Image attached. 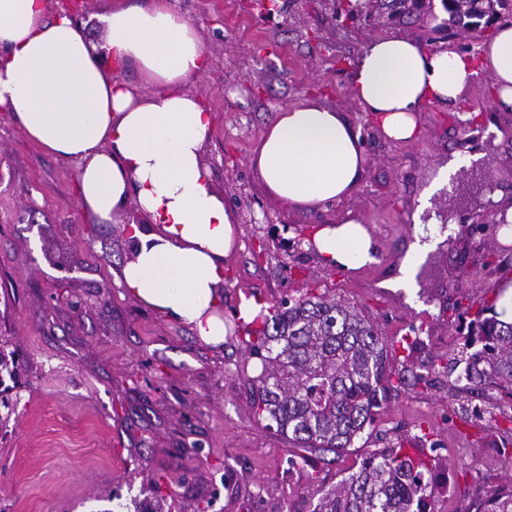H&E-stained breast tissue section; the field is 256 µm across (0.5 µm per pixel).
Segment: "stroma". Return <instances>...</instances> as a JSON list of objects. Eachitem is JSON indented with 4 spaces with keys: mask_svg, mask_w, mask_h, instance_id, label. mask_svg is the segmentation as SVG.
Listing matches in <instances>:
<instances>
[{
    "mask_svg": "<svg viewBox=\"0 0 512 512\" xmlns=\"http://www.w3.org/2000/svg\"><path fill=\"white\" fill-rule=\"evenodd\" d=\"M173 2L210 61L187 90L216 115L203 161L238 226L224 263L228 332L221 347L206 345L130 296L121 281L130 256L124 217L86 220L74 167L0 112V334L14 338L21 364L0 441V512H312L317 490L340 484L370 453L399 447L431 464L432 512H478L512 485L496 448L512 437V397L493 388L451 398L444 364L467 333L459 310L473 297L497 302L512 282V231L495 223L501 205L486 198L493 187L512 201V112L499 111L482 77L457 104L425 107L416 137L394 143L349 82L378 36L402 33L432 50L465 45L475 57L490 29L434 32L447 16L441 0L393 23L336 20L331 0H277L272 12L259 0ZM303 100L344 112L367 157L353 194L325 212L268 197L251 168L276 113ZM503 128L511 135L501 140ZM484 146L471 166L478 192L463 206L481 225L449 235L437 214L448 163ZM350 214L370 229L377 261L343 272L322 263L312 236ZM417 239L435 247L416 286L386 287ZM309 290L378 325L388 371L410 380L339 455L298 449L252 410L261 363L246 350L251 328L238 306L252 297L269 307Z\"/></svg>",
    "mask_w": 512,
    "mask_h": 512,
    "instance_id": "stroma-1",
    "label": "stroma"
}]
</instances>
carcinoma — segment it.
I'll list each match as a JSON object with an SVG mask.
<instances>
[{
  "mask_svg": "<svg viewBox=\"0 0 512 512\" xmlns=\"http://www.w3.org/2000/svg\"><path fill=\"white\" fill-rule=\"evenodd\" d=\"M378 2L388 9L387 20L396 21L423 0H367L366 15ZM442 3L448 18L436 28L469 31L512 0ZM258 319L254 339L246 342L262 364L253 379L257 418L273 421L304 449L340 453L352 447L394 388L386 373L388 341L355 307L311 291L281 301ZM9 346V339H0V385L3 374L17 373V349ZM449 374L455 375L448 383L453 397L489 386L512 397V322L499 319L494 305L478 301ZM428 472V463L401 449L374 452L323 493L313 512H426ZM483 512H512V489L491 497Z\"/></svg>",
  "mask_w": 512,
  "mask_h": 512,
  "instance_id": "1",
  "label": "carcinoma"
}]
</instances>
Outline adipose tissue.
Wrapping results in <instances>:
<instances>
[{
    "mask_svg": "<svg viewBox=\"0 0 512 512\" xmlns=\"http://www.w3.org/2000/svg\"><path fill=\"white\" fill-rule=\"evenodd\" d=\"M104 35L49 12L46 0H0V111L29 139L74 164L88 219L112 221L134 209L132 244L121 276L145 306L191 325L206 344L224 342V260L236 226L203 162L215 115L185 87L207 69L200 37L171 0L99 15ZM479 58L427 51L415 38L372 40L351 75L362 111L394 142L414 138L425 104H453L477 73L489 76L495 104L512 112V26L485 40ZM146 97L112 76L127 65ZM272 198L321 210L346 200L365 171L360 132L336 109L306 100L282 108L252 159ZM313 246L325 265L357 271L375 259L363 221L323 226Z\"/></svg>",
    "mask_w": 512,
    "mask_h": 512,
    "instance_id": "obj_1",
    "label": "adipose tissue"
}]
</instances>
